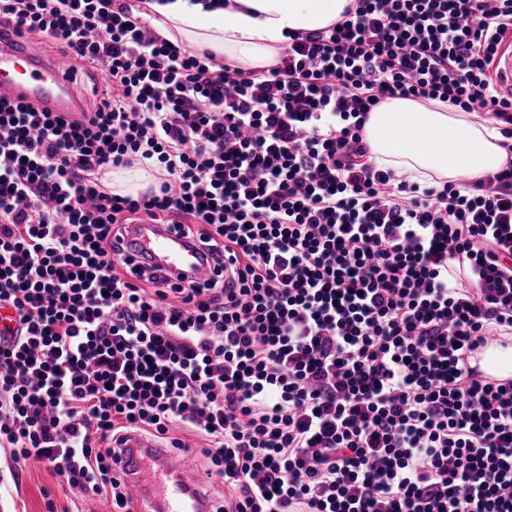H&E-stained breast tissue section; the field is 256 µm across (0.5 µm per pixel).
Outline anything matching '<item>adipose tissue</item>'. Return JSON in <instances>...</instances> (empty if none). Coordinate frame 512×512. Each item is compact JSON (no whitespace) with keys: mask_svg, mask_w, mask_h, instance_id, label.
I'll list each match as a JSON object with an SVG mask.
<instances>
[{"mask_svg":"<svg viewBox=\"0 0 512 512\" xmlns=\"http://www.w3.org/2000/svg\"><path fill=\"white\" fill-rule=\"evenodd\" d=\"M347 0H230L205 9L202 0H157L155 28L194 51L225 56L243 69L276 62L287 31H314L339 18ZM363 138L369 159L407 181L439 186L468 173L477 180L512 156L491 118L448 104L393 97L369 112Z\"/></svg>","mask_w":512,"mask_h":512,"instance_id":"adipose-tissue-1","label":"adipose tissue"}]
</instances>
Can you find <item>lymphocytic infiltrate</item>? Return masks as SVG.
I'll use <instances>...</instances> for the list:
<instances>
[{
	"mask_svg": "<svg viewBox=\"0 0 512 512\" xmlns=\"http://www.w3.org/2000/svg\"><path fill=\"white\" fill-rule=\"evenodd\" d=\"M105 84L72 116L0 98V446L133 512L115 444L200 436L217 512H512V382L461 363L512 335V158L443 188L368 160L384 99L485 112L512 0H350L244 70L128 0H0ZM156 188L113 194L107 168ZM172 225L203 278L130 268Z\"/></svg>",
	"mask_w": 512,
	"mask_h": 512,
	"instance_id": "f902f5d3",
	"label": "lymphocytic infiltrate"
}]
</instances>
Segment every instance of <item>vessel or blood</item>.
I'll return each mask as SVG.
<instances>
[{"label": "vessel or blood", "instance_id": "vessel-or-blood-1", "mask_svg": "<svg viewBox=\"0 0 512 512\" xmlns=\"http://www.w3.org/2000/svg\"><path fill=\"white\" fill-rule=\"evenodd\" d=\"M491 71L500 96L512 100V36L496 54ZM0 97L32 102L46 112L83 109L65 62L27 47L24 36L5 23L0 24ZM126 243L131 252L150 258L173 278L199 277L206 269L199 251L163 224L128 225ZM122 448L115 463L124 468L129 489L144 503V512H214L191 470L178 463L168 446L133 432Z\"/></svg>", "mask_w": 512, "mask_h": 512}]
</instances>
